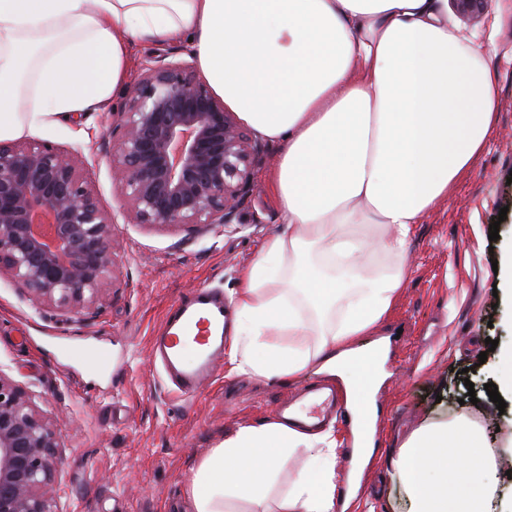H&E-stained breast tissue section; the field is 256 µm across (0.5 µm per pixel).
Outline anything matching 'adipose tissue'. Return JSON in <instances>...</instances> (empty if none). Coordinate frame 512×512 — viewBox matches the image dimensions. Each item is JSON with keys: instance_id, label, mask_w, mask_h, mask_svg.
Returning <instances> with one entry per match:
<instances>
[{"instance_id": "1", "label": "adipose tissue", "mask_w": 512, "mask_h": 512, "mask_svg": "<svg viewBox=\"0 0 512 512\" xmlns=\"http://www.w3.org/2000/svg\"><path fill=\"white\" fill-rule=\"evenodd\" d=\"M512 19L459 32L448 0H0V140L104 112L138 42H189L203 77L280 149L271 169L283 231L233 297L230 373L340 378L355 403L358 461L374 452L382 347L357 348L408 278L415 224L448 199L496 126L486 59ZM386 255L375 270L369 259ZM310 457L288 512H336L333 427L242 425L199 463L188 512L263 501L293 449ZM411 512H491L498 467L481 428L459 417L418 428L394 462Z\"/></svg>"}]
</instances>
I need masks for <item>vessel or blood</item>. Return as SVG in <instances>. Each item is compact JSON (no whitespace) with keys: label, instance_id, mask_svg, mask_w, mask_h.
Wrapping results in <instances>:
<instances>
[{"label":"vessel or blood","instance_id":"1","mask_svg":"<svg viewBox=\"0 0 512 512\" xmlns=\"http://www.w3.org/2000/svg\"><path fill=\"white\" fill-rule=\"evenodd\" d=\"M227 324L223 295L203 289L182 300L154 336L153 349L180 395H194L201 382L214 372L216 360L224 351ZM191 341L204 348L194 362L186 361L183 356L184 346ZM277 417L300 427L316 428L330 418L351 422L353 409L344 395L317 383L294 403L279 407Z\"/></svg>","mask_w":512,"mask_h":512}]
</instances>
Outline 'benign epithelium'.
<instances>
[{
  "label": "benign epithelium",
  "instance_id": "obj_1",
  "mask_svg": "<svg viewBox=\"0 0 512 512\" xmlns=\"http://www.w3.org/2000/svg\"><path fill=\"white\" fill-rule=\"evenodd\" d=\"M481 18L493 0H450ZM120 213L130 224H231L254 191L261 142L196 74L150 56L112 128ZM78 149L0 142V274L68 318L106 302L112 222ZM59 433L0 370V512H57Z\"/></svg>",
  "mask_w": 512,
  "mask_h": 512
}]
</instances>
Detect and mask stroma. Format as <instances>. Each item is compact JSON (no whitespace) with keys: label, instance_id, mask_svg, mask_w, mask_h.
<instances>
[{"label":"stroma","instance_id":"obj_1","mask_svg":"<svg viewBox=\"0 0 512 512\" xmlns=\"http://www.w3.org/2000/svg\"><path fill=\"white\" fill-rule=\"evenodd\" d=\"M487 59L498 88V126L470 174L448 200L418 224L406 247L409 271L381 323L355 346L389 339L385 378L376 395L377 448L361 465L351 490L337 488L344 512H410L404 484L394 472L401 445L420 426L465 414L480 426L500 461L501 494L512 491V415L485 399L496 375L480 362L486 339L512 345V294L493 262L512 245V22L498 34ZM120 93L110 111L77 118L39 133L61 149L81 147L84 176L102 208L115 214L112 238L118 266L100 309L66 318L32 306L15 283L0 275V370L24 387L60 432L59 512H183L199 462L226 433L273 419L275 411L313 380L260 379L219 369L189 399L170 388L155 362L151 338L177 302L199 288L232 297L240 275L262 241L281 231L270 189L278 152L266 142L255 168L256 190L234 223L210 226L130 224L118 214L112 178V125L124 109ZM91 133L90 140L78 129ZM499 238L490 241L489 226ZM475 394L476 403L466 400ZM306 449L292 453L263 502L226 498V512H279L298 476Z\"/></svg>","mask_w":512,"mask_h":512}]
</instances>
